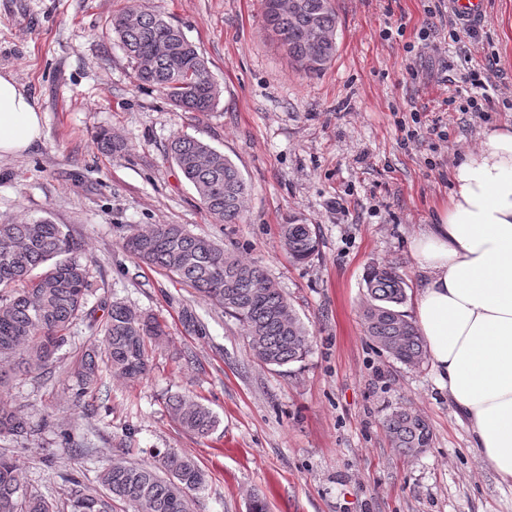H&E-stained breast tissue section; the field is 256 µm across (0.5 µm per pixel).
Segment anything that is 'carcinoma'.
<instances>
[{
    "label": "carcinoma",
    "instance_id": "carcinoma-1",
    "mask_svg": "<svg viewBox=\"0 0 512 512\" xmlns=\"http://www.w3.org/2000/svg\"><path fill=\"white\" fill-rule=\"evenodd\" d=\"M263 0L264 22L281 42L288 57L308 76L320 74L336 54L338 16L333 0H296L298 8ZM128 11L112 19L111 31L131 64L139 85L156 87L186 112L206 114L220 102L221 89L196 46L178 26L156 12L142 11L133 26L123 23ZM153 59L147 72L143 57ZM100 149L112 155L124 142L106 130L97 135ZM168 153L196 190L201 203L218 224H234L243 215L249 185L237 166L210 144L191 135L173 137ZM289 256L301 263L319 247L315 230L298 218L280 225ZM123 248L148 267L158 268L190 285L242 326L256 358L282 367L303 360L311 343L309 329L277 283L255 263L181 224H157L134 229ZM81 246L62 224L48 219L28 223L0 222V387L7 373H45L55 353L69 339L73 323L86 313L89 269ZM363 304L365 335L396 361L418 367L427 357L424 338L399 310L407 284L392 265H374L365 275ZM166 325L149 313L112 301L103 326V354L89 352L73 368L76 396L97 390L99 363L112 375L128 381L144 376L150 350L166 342ZM167 406L188 432L206 436L217 424L208 407L189 395H172ZM392 445L406 455L431 447L428 420L411 409L392 411L385 419ZM33 433L27 417L0 405V435L24 437ZM63 498L32 491L23 482L16 459L0 453V512H114L119 502L134 512H192L188 492L205 483V474L192 459L159 452L151 465L122 458L101 470L96 480L69 476Z\"/></svg>",
    "mask_w": 512,
    "mask_h": 512
}]
</instances>
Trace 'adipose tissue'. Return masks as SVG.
I'll return each mask as SVG.
<instances>
[{
  "instance_id": "adipose-tissue-1",
  "label": "adipose tissue",
  "mask_w": 512,
  "mask_h": 512,
  "mask_svg": "<svg viewBox=\"0 0 512 512\" xmlns=\"http://www.w3.org/2000/svg\"><path fill=\"white\" fill-rule=\"evenodd\" d=\"M35 97L0 73V157L42 139ZM416 326L471 445L512 484V125L461 154L447 206L412 243Z\"/></svg>"
}]
</instances>
